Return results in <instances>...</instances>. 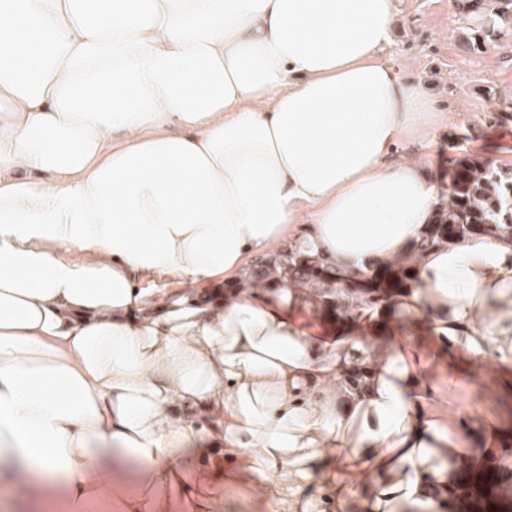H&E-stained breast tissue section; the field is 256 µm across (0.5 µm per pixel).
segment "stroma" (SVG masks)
I'll use <instances>...</instances> for the list:
<instances>
[{
	"label": "stroma",
	"instance_id": "obj_1",
	"mask_svg": "<svg viewBox=\"0 0 512 512\" xmlns=\"http://www.w3.org/2000/svg\"><path fill=\"white\" fill-rule=\"evenodd\" d=\"M398 14L383 54L406 78L420 81L448 115L420 140L404 145L401 158L430 177L448 172L449 157L477 155L512 165V31L495 34L483 50L466 51L470 23L456 0H395ZM428 364L422 383L440 412L458 411L476 437L512 422V375L499 373L493 356L479 358L457 385L448 383V355L420 325L398 331Z\"/></svg>",
	"mask_w": 512,
	"mask_h": 512
}]
</instances>
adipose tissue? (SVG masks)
Segmentation results:
<instances>
[{"mask_svg":"<svg viewBox=\"0 0 512 512\" xmlns=\"http://www.w3.org/2000/svg\"><path fill=\"white\" fill-rule=\"evenodd\" d=\"M394 0H0V512H437L471 436L415 350L209 288L306 238L408 256L437 118L381 57ZM394 303L458 370L512 365V240L428 250ZM373 366L363 392L345 380ZM224 448L210 459L211 446Z\"/></svg>","mask_w":512,"mask_h":512,"instance_id":"adipose-tissue-1","label":"adipose tissue"}]
</instances>
